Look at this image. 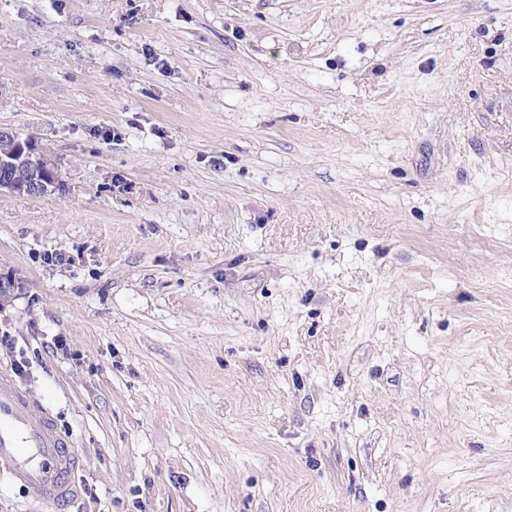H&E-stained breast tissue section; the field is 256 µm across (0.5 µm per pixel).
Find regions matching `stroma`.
Segmentation results:
<instances>
[{
    "label": "stroma",
    "instance_id": "1",
    "mask_svg": "<svg viewBox=\"0 0 512 512\" xmlns=\"http://www.w3.org/2000/svg\"><path fill=\"white\" fill-rule=\"evenodd\" d=\"M0 125V512H512V0H0ZM56 158L32 138L0 127V192L41 198L62 190ZM55 418L0 372V470L36 499L64 502L78 495L79 457Z\"/></svg>",
    "mask_w": 512,
    "mask_h": 512
}]
</instances>
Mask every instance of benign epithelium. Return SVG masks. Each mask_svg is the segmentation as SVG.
<instances>
[{
    "instance_id": "7a95c632",
    "label": "benign epithelium",
    "mask_w": 512,
    "mask_h": 512,
    "mask_svg": "<svg viewBox=\"0 0 512 512\" xmlns=\"http://www.w3.org/2000/svg\"><path fill=\"white\" fill-rule=\"evenodd\" d=\"M56 158L32 138L0 127V192L41 198L62 190ZM22 287L11 272H0V300Z\"/></svg>"
}]
</instances>
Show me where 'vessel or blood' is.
<instances>
[{
	"label": "vessel or blood",
	"mask_w": 512,
	"mask_h": 512,
	"mask_svg": "<svg viewBox=\"0 0 512 512\" xmlns=\"http://www.w3.org/2000/svg\"><path fill=\"white\" fill-rule=\"evenodd\" d=\"M80 460L71 437L51 413L0 372V470L36 499L64 502L77 496Z\"/></svg>",
	"instance_id": "vessel-or-blood-1"
}]
</instances>
